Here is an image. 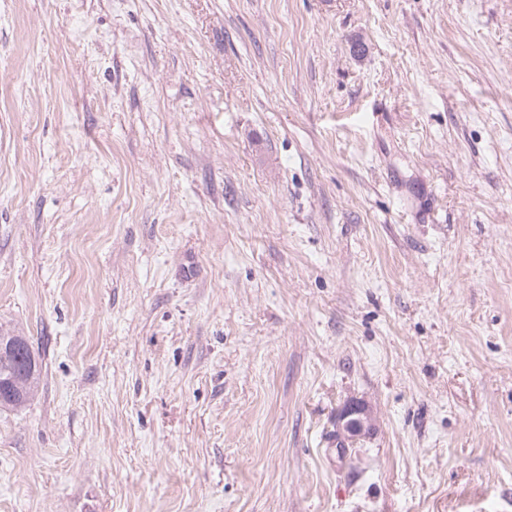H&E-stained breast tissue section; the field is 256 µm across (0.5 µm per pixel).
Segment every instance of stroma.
<instances>
[{
  "label": "stroma",
  "mask_w": 512,
  "mask_h": 512,
  "mask_svg": "<svg viewBox=\"0 0 512 512\" xmlns=\"http://www.w3.org/2000/svg\"><path fill=\"white\" fill-rule=\"evenodd\" d=\"M0 329V512H512V0H0ZM15 345L11 355L0 358V408L21 409L35 397L40 385V365L26 336L0 333V341ZM372 428L369 409L359 401H349L336 414L337 432L355 447Z\"/></svg>",
  "instance_id": "stroma-1"
}]
</instances>
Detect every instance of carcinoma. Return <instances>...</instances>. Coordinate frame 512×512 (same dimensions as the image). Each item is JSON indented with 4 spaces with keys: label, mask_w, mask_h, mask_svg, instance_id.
Listing matches in <instances>:
<instances>
[{
    "label": "carcinoma",
    "mask_w": 512,
    "mask_h": 512,
    "mask_svg": "<svg viewBox=\"0 0 512 512\" xmlns=\"http://www.w3.org/2000/svg\"><path fill=\"white\" fill-rule=\"evenodd\" d=\"M15 345L11 355L0 359V408L21 409L35 397L40 385V365L25 336L0 333V341Z\"/></svg>",
    "instance_id": "carcinoma-1"
}]
</instances>
